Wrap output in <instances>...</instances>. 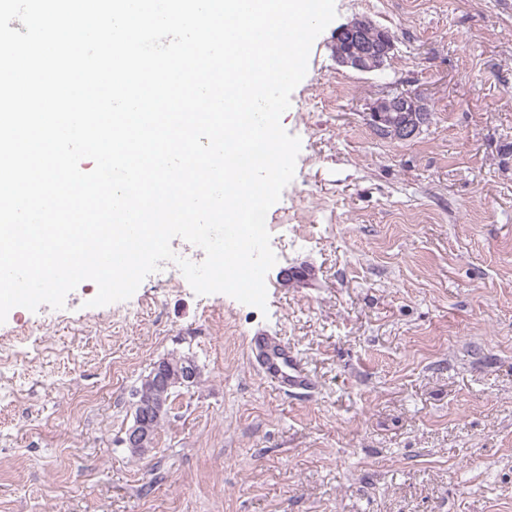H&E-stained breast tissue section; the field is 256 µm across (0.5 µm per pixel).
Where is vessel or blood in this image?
<instances>
[{
  "label": "vessel or blood",
  "mask_w": 512,
  "mask_h": 512,
  "mask_svg": "<svg viewBox=\"0 0 512 512\" xmlns=\"http://www.w3.org/2000/svg\"><path fill=\"white\" fill-rule=\"evenodd\" d=\"M251 347L261 367L262 376L281 389H308L311 382L286 344L274 336H255Z\"/></svg>",
  "instance_id": "vessel-or-blood-1"
}]
</instances>
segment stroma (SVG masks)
Returning a JSON list of instances; mask_svg holds the SVG:
<instances>
[{
  "instance_id": "1",
  "label": "stroma",
  "mask_w": 512,
  "mask_h": 512,
  "mask_svg": "<svg viewBox=\"0 0 512 512\" xmlns=\"http://www.w3.org/2000/svg\"><path fill=\"white\" fill-rule=\"evenodd\" d=\"M335 9L281 117L301 149L266 216V310L178 270L103 307L86 280L62 309H11L0 512H512V0ZM355 17L394 35L384 72L333 59ZM389 89L431 109L413 140L365 120ZM258 334L311 389L262 377ZM177 353L200 379L130 457L133 392Z\"/></svg>"
}]
</instances>
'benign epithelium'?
Wrapping results in <instances>:
<instances>
[{"instance_id":"benign-epithelium-1","label":"benign epithelium","mask_w":512,"mask_h":512,"mask_svg":"<svg viewBox=\"0 0 512 512\" xmlns=\"http://www.w3.org/2000/svg\"><path fill=\"white\" fill-rule=\"evenodd\" d=\"M375 24L367 18H355L336 30L333 53L336 63L359 72H369L383 66L395 48L394 37L381 34L374 41ZM351 44L348 52L338 50L340 42ZM370 126L379 134L397 141H408L420 133L425 117L417 108L415 96L404 92H386L367 108ZM148 441V434L139 426L129 427L122 440L127 448H139Z\"/></svg>"}]
</instances>
